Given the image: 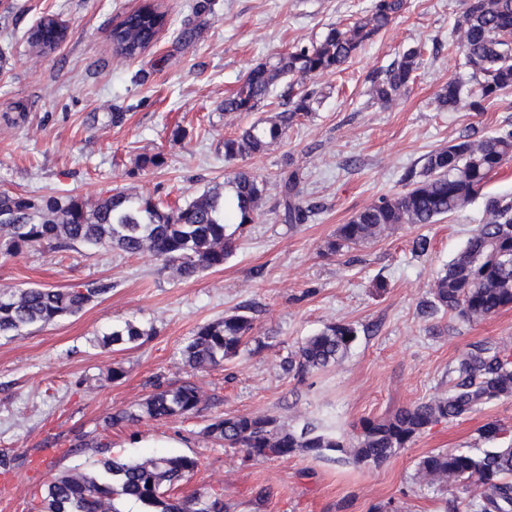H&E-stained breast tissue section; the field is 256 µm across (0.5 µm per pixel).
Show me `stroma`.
<instances>
[{
	"instance_id": "obj_1",
	"label": "stroma",
	"mask_w": 512,
	"mask_h": 512,
	"mask_svg": "<svg viewBox=\"0 0 512 512\" xmlns=\"http://www.w3.org/2000/svg\"><path fill=\"white\" fill-rule=\"evenodd\" d=\"M141 2L0 0V190L94 200L118 188L172 202L241 167L272 182L291 163L305 173L302 199L319 209L307 223H281L279 195L269 190L260 220L244 228L223 269L187 280L172 278L147 252L44 244L0 255V290L112 284L78 315L0 336V451L12 458L10 470L0 472V512H29L54 475L97 471L95 449L74 444L100 435L112 454L129 460L153 452L197 458L198 470L177 495L217 492L228 512H372L393 499L407 501L410 512L465 506L472 490L433 493L414 485L416 464L435 450L480 447L486 423L512 430V399L434 426L379 467L303 454L246 461L203 434L212 418L232 413L290 416L349 439L362 419L446 391L449 367L472 345L512 349V309L476 324L418 314L439 270L485 222L486 197L512 196V161L483 196L438 223L406 224L371 244L327 250L339 225L378 197L402 192L405 172L420 168L426 153L512 123V91L483 112L437 105L439 90L463 74L448 38L465 0H409L343 72L315 78L323 98L309 120L243 161L225 160L223 142L257 115L224 113L225 97L254 66L352 21L370 0H211L202 13L198 0H157L168 27L140 57L127 59L114 51L109 33ZM46 14L61 19L67 35L37 58L27 32ZM194 27L198 35L183 38ZM418 42L437 45L439 53L425 59L409 95L389 108L372 103L371 77ZM177 128L183 138H173ZM155 152L166 165L140 168V156ZM421 236L430 242L424 255L413 250ZM245 306L266 346L198 374L211 398L205 410L103 430L104 417L145 399L152 380L183 378L180 351L198 326ZM334 321L358 330L344 361L301 382L285 375L288 353ZM128 322L146 337L125 350L100 345L103 334ZM116 364L126 375L108 381ZM263 487L271 495L261 502Z\"/></svg>"
}]
</instances>
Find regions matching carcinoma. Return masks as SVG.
I'll return each mask as SVG.
<instances>
[{
  "label": "carcinoma",
  "instance_id": "obj_1",
  "mask_svg": "<svg viewBox=\"0 0 512 512\" xmlns=\"http://www.w3.org/2000/svg\"><path fill=\"white\" fill-rule=\"evenodd\" d=\"M407 0H372L365 14L348 24L327 28L320 39L295 46L275 62L259 64L224 98V112H255L265 106L270 89L284 78L298 81L281 111L258 118L240 132L224 138V159H246L264 153L307 120L318 103L317 91L305 81L342 67L367 41L385 30L406 10ZM166 25V13L153 0H144L110 32L115 49L132 59L144 53ZM453 43L466 80H451L440 89L442 109L483 112L487 104L512 90V0H466L455 26ZM64 23L39 22L27 42L40 56L64 40ZM437 48H406L384 70L371 77V100L383 107L401 100L410 90L427 54ZM512 159V129L474 138L463 136L430 151L419 170L408 173L405 191L380 196L336 229L328 251L360 246L392 234L404 224H435L482 195L494 174ZM303 171L280 173L276 183L283 224H305L316 206L300 198ZM268 181L241 169L203 189L181 205L165 206L151 197L111 190L91 203L77 195L50 197L42 202L23 194L0 191V255L16 256L43 243L60 250H119L128 256L153 254L177 279H189L224 267L233 251L236 232L262 214ZM487 219L467 239L464 248L438 273L432 300L424 313H449L469 324L486 320L512 307V197H489ZM112 289V283L88 282L70 288L31 286L0 293V336L34 325H47L81 312ZM253 318L243 311L197 328L182 351L186 378L166 384L152 382L153 391L135 405L105 417V426L159 421L194 415L210 397L194 380L236 357L248 343ZM147 335L128 322L106 333L105 347H124ZM357 337L348 322H332L306 337L284 360L286 373L301 381L314 371L339 364ZM255 349L265 347L251 339ZM512 398V354L491 343L472 346L448 371V390L399 408L393 415L360 422L355 442L306 423L301 428L274 417L226 414L215 417L203 435L243 454L245 459L284 458L302 453L314 459L350 460L380 466L427 430L467 417L483 405ZM475 450L442 449L423 456L413 481L419 488L442 492L450 486L472 488L469 512H512V439L496 422L485 424ZM101 469H73L46 482L34 512H122L119 501L140 503L150 512H226L218 495L177 498L176 485L198 469L187 455H152L127 461L110 455L98 442Z\"/></svg>",
  "mask_w": 512,
  "mask_h": 512
}]
</instances>
